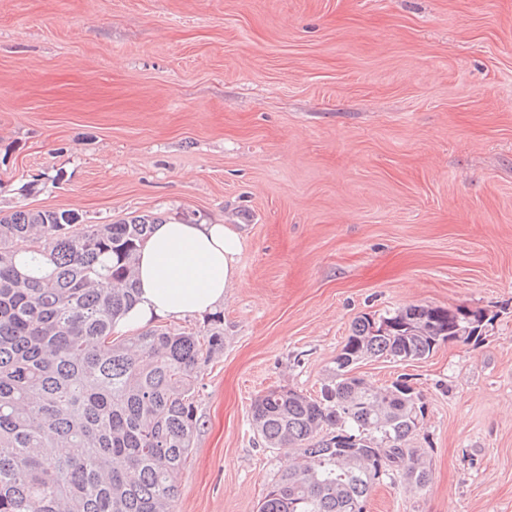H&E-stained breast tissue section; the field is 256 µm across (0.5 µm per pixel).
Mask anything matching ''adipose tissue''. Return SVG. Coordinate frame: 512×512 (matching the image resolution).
Returning <instances> with one entry per match:
<instances>
[{
    "instance_id": "obj_1",
    "label": "adipose tissue",
    "mask_w": 512,
    "mask_h": 512,
    "mask_svg": "<svg viewBox=\"0 0 512 512\" xmlns=\"http://www.w3.org/2000/svg\"><path fill=\"white\" fill-rule=\"evenodd\" d=\"M242 249V238L226 224L172 219L156 225L139 256L137 301L115 331L215 312L239 281Z\"/></svg>"
}]
</instances>
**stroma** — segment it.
<instances>
[{"mask_svg": "<svg viewBox=\"0 0 512 512\" xmlns=\"http://www.w3.org/2000/svg\"><path fill=\"white\" fill-rule=\"evenodd\" d=\"M228 224L175 512H257L287 452L251 404L316 397L361 315L483 311L478 342L368 359L425 404L430 471L366 512H512V0H0V211Z\"/></svg>", "mask_w": 512, "mask_h": 512, "instance_id": "obj_1", "label": "stroma"}]
</instances>
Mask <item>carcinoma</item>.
Returning a JSON list of instances; mask_svg holds the SVG:
<instances>
[{"mask_svg":"<svg viewBox=\"0 0 512 512\" xmlns=\"http://www.w3.org/2000/svg\"><path fill=\"white\" fill-rule=\"evenodd\" d=\"M154 224H84L71 210L0 216V512H174L199 429L198 376L224 349V327L113 337L136 302L137 254ZM484 320L428 306L362 316L320 396L284 387L258 396L255 435L295 456L258 512H364L391 472L429 483L408 446L421 397L349 373L370 358L421 360L441 343L476 341ZM49 444L78 452L50 455Z\"/></svg>","mask_w":512,"mask_h":512,"instance_id":"cac0c4a2","label":"carcinoma"}]
</instances>
